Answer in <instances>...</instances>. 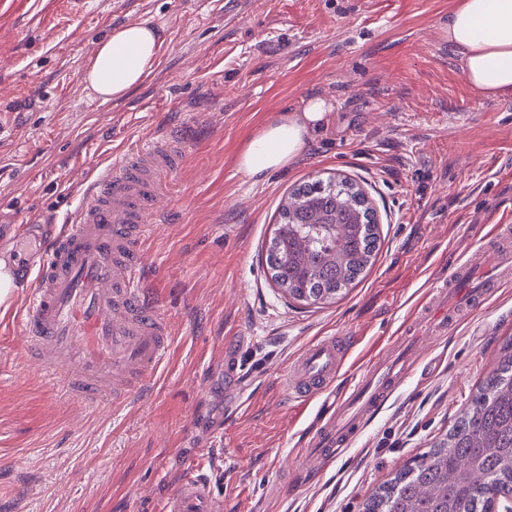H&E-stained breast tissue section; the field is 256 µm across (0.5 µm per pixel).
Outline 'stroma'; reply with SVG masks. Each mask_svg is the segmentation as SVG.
Listing matches in <instances>:
<instances>
[{
	"mask_svg": "<svg viewBox=\"0 0 512 512\" xmlns=\"http://www.w3.org/2000/svg\"><path fill=\"white\" fill-rule=\"evenodd\" d=\"M454 0H0V259L24 225L63 223L87 171L128 141L189 129L148 235L149 276L172 344L155 381L91 410L61 397L0 311V512H162L203 459L224 512H364L378 487L445 438L512 340V280L438 341L344 449L308 471L321 403L280 376L303 348L349 337L331 391L400 334L410 307L463 261L493 257L485 225H512V99L477 96L442 36ZM165 34L155 73L100 102L82 71L114 27ZM326 129L265 181L243 143L311 97ZM347 177L377 214L380 250L338 302L288 299L265 263L280 201ZM245 368L243 402L224 361Z\"/></svg>",
	"mask_w": 512,
	"mask_h": 512,
	"instance_id": "obj_1",
	"label": "stroma"
}]
</instances>
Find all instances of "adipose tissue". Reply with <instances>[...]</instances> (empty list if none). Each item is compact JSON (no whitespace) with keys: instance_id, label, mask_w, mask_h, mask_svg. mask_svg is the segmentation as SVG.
Wrapping results in <instances>:
<instances>
[{"instance_id":"1","label":"adipose tissue","mask_w":512,"mask_h":512,"mask_svg":"<svg viewBox=\"0 0 512 512\" xmlns=\"http://www.w3.org/2000/svg\"><path fill=\"white\" fill-rule=\"evenodd\" d=\"M460 53L467 84L494 99L512 98V0H455L444 29ZM162 33L141 22L117 26L102 40L84 73L86 85L105 102L124 98L159 65ZM329 104L310 98L302 110L264 124L241 149L237 164L262 181L287 168L319 133Z\"/></svg>"}]
</instances>
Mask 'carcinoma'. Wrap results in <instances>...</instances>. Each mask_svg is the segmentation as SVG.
Wrapping results in <instances>:
<instances>
[{
    "mask_svg": "<svg viewBox=\"0 0 512 512\" xmlns=\"http://www.w3.org/2000/svg\"><path fill=\"white\" fill-rule=\"evenodd\" d=\"M346 178L316 179L295 187L281 201L277 224L267 249L271 278L299 298L331 303L352 287L373 263L378 251L374 213ZM336 217L342 238L323 230L310 209ZM512 448V343L503 347L495 369L482 384L471 406L448 436L423 453L413 466L366 501L365 512H484L492 494L512 497V458L493 452ZM481 461L482 476L465 494L448 483V468L468 470Z\"/></svg>",
    "mask_w": 512,
    "mask_h": 512,
    "instance_id": "1",
    "label": "carcinoma"
}]
</instances>
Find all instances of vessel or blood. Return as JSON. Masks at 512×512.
<instances>
[{"label":"vessel or blood","mask_w":512,"mask_h":512,"mask_svg":"<svg viewBox=\"0 0 512 512\" xmlns=\"http://www.w3.org/2000/svg\"><path fill=\"white\" fill-rule=\"evenodd\" d=\"M187 157L181 130L159 134L122 151L112 166L90 170L82 199L59 232L40 233L38 266L18 262L15 282L27 291L20 325L27 358L62 388L66 399L100 409L124 400L151 381L170 347V327L145 278L143 240L149 217ZM482 271L458 264L410 319L425 338L448 328L434 302L452 305L462 287ZM415 344L396 337L386 352L320 417L306 457L324 460L346 446L370 413L405 377ZM344 361L335 337L308 344L286 370L284 383L300 404L331 390ZM164 512H224L208 482L190 471Z\"/></svg>","instance_id":"vessel-or-blood-1"}]
</instances>
